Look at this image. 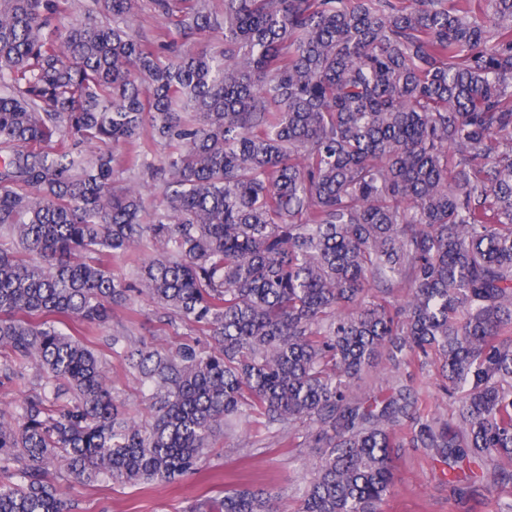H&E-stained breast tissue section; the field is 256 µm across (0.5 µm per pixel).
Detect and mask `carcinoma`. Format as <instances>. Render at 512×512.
I'll use <instances>...</instances> for the list:
<instances>
[{
  "instance_id": "obj_1",
  "label": "carcinoma",
  "mask_w": 512,
  "mask_h": 512,
  "mask_svg": "<svg viewBox=\"0 0 512 512\" xmlns=\"http://www.w3.org/2000/svg\"><path fill=\"white\" fill-rule=\"evenodd\" d=\"M152 4L224 48L160 62L138 0H93L62 36L67 0H0V384L41 381L0 412V512H72L59 466L179 482L250 420L321 449L297 512H376L396 448L511 482L512 0ZM108 142L151 170V211L86 150ZM143 294L206 342L106 339L147 390L138 424L81 336ZM379 354L435 366L455 418L406 384L352 394ZM277 501L227 486L194 512Z\"/></svg>"
}]
</instances>
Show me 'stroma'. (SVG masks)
Returning a JSON list of instances; mask_svg holds the SVG:
<instances>
[{"instance_id": "stroma-1", "label": "stroma", "mask_w": 512, "mask_h": 512, "mask_svg": "<svg viewBox=\"0 0 512 512\" xmlns=\"http://www.w3.org/2000/svg\"><path fill=\"white\" fill-rule=\"evenodd\" d=\"M140 4L133 18V29L151 41L158 34H167V45L156 49L161 61H168L177 53L223 47V31L214 30L185 40L177 35L169 19L151 9L150 0H140ZM124 329L136 338L165 347L196 335L190 324L178 319L172 325H161L153 304L144 295L138 297L134 310L114 308L109 324L102 329L90 328L87 335L101 344L107 336ZM406 371L417 379L423 409L445 419L452 417L456 403L444 394L437 370L420 368L418 361L413 360ZM318 454V449L299 447L296 439L272 438L263 426L251 422L242 424L237 439L227 440L223 435H216L200 472L177 484L79 485L62 474L58 475L57 482L73 500L75 512H190L201 499L221 496L225 485L231 483L274 490L280 496L282 512H295L297 490ZM395 466V485L381 504V512H502L505 506L512 504V483L500 486L491 494L479 488L468 492L464 500H457L448 486L442 465L422 448L400 449Z\"/></svg>"}]
</instances>
